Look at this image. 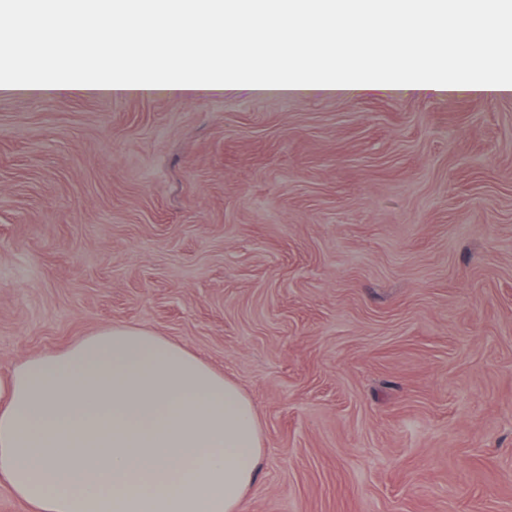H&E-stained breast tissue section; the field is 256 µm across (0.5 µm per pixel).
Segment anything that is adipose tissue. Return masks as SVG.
Masks as SVG:
<instances>
[{
	"mask_svg": "<svg viewBox=\"0 0 512 512\" xmlns=\"http://www.w3.org/2000/svg\"><path fill=\"white\" fill-rule=\"evenodd\" d=\"M224 0H174L166 44L179 69L120 71L84 56L76 73L44 69L4 83V92L53 95L216 91L212 72ZM208 43L195 41L200 27ZM512 58V25L495 28L482 59L439 76L428 56L396 67L375 53L333 70L316 53L298 71L268 69L254 83L263 92L352 95L373 79L386 88L501 94L512 80L482 79L489 62ZM252 400L186 348L136 325L112 323L18 363L0 377V481L33 512H242L264 455Z\"/></svg>",
	"mask_w": 512,
	"mask_h": 512,
	"instance_id": "adipose-tissue-1",
	"label": "adipose tissue"
}]
</instances>
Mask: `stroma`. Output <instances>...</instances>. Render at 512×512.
I'll list each match as a JSON object with an SVG mask.
<instances>
[{
  "instance_id": "1",
  "label": "stroma",
  "mask_w": 512,
  "mask_h": 512,
  "mask_svg": "<svg viewBox=\"0 0 512 512\" xmlns=\"http://www.w3.org/2000/svg\"><path fill=\"white\" fill-rule=\"evenodd\" d=\"M112 323L253 401L243 512H512V95L0 93V375Z\"/></svg>"
}]
</instances>
